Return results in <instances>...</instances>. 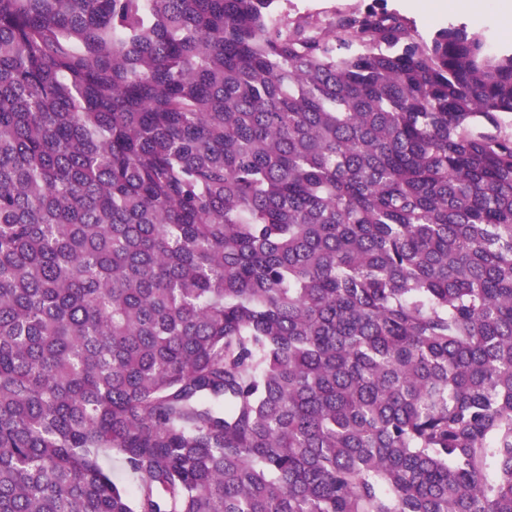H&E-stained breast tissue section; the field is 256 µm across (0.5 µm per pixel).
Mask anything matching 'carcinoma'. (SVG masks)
<instances>
[{"label":"carcinoma","mask_w":512,"mask_h":512,"mask_svg":"<svg viewBox=\"0 0 512 512\" xmlns=\"http://www.w3.org/2000/svg\"><path fill=\"white\" fill-rule=\"evenodd\" d=\"M279 2L0 0V512H512V53Z\"/></svg>","instance_id":"obj_1"}]
</instances>
